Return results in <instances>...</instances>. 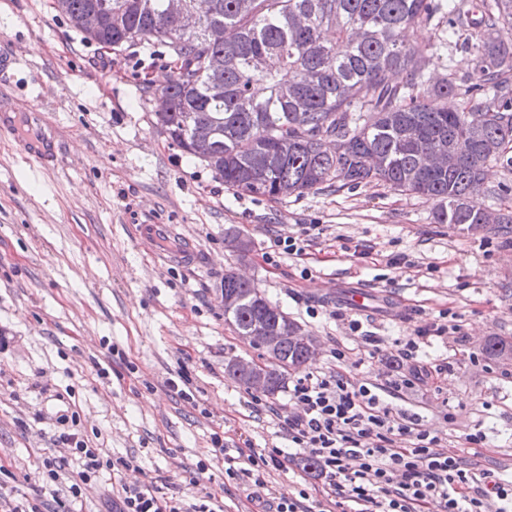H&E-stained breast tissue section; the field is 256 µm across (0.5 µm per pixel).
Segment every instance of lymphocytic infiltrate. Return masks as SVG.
Here are the masks:
<instances>
[{"mask_svg": "<svg viewBox=\"0 0 512 512\" xmlns=\"http://www.w3.org/2000/svg\"><path fill=\"white\" fill-rule=\"evenodd\" d=\"M333 356L337 369L306 374L291 391L295 411L282 420L288 447L235 457L223 436L212 433V450L224 460L227 476L264 488V471L282 468L296 450L313 461L323 489L337 499L340 512H421L433 499L440 501L443 512H512V480L465 469L457 454L441 452V437L422 419L390 406L389 397L420 383L419 373H402L380 384L354 382L343 369L350 361L347 352L337 347ZM56 424L53 442L66 449L78 471L66 473L54 457L44 459L43 466L52 482L67 487L62 512H81L83 485L119 477L130 462L89 447L68 415H59ZM112 507L114 512H217L206 489H198L187 501L151 484H121Z\"/></svg>", "mask_w": 512, "mask_h": 512, "instance_id": "lymphocytic-infiltrate-1", "label": "lymphocytic infiltrate"}]
</instances>
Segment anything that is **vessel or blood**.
I'll return each instance as SVG.
<instances>
[{"instance_id":"1","label":"vessel or blood","mask_w":512,"mask_h":512,"mask_svg":"<svg viewBox=\"0 0 512 512\" xmlns=\"http://www.w3.org/2000/svg\"><path fill=\"white\" fill-rule=\"evenodd\" d=\"M0 131L11 134L21 151L43 167L56 166L62 157L59 128L38 109L20 110L12 93L4 89L0 90Z\"/></svg>"}]
</instances>
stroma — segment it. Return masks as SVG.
Listing matches in <instances>:
<instances>
[{"mask_svg":"<svg viewBox=\"0 0 512 512\" xmlns=\"http://www.w3.org/2000/svg\"><path fill=\"white\" fill-rule=\"evenodd\" d=\"M0 54L16 61L6 89L64 140L46 170L0 139V328L14 337L0 353L1 495L54 512L62 491L43 461L61 456L54 419L68 411L90 446L132 459L124 482L168 480L189 496L194 477L224 512H254L256 487L225 475L210 435L223 430L230 449L285 447L280 418L291 407L288 391L257 401L225 370L228 359L261 357L224 320L229 270L319 340L292 383L330 371L333 345L360 354L365 335L380 351L348 374L384 382L393 339L447 322V334L400 366L447 364L436 388L415 386L390 404L425 420L466 467L512 476V363L482 352L488 337L512 339V233L435 223L432 203L379 182L280 200L228 188L156 127L158 97L140 100L144 80L168 71L164 47L107 52L52 0H0ZM144 221L175 232L149 243ZM229 227L250 239L246 256L226 247ZM287 236L301 254L277 246ZM189 244L196 263L171 261ZM398 255L404 264L389 266ZM356 288L376 297L358 317L344 303ZM183 372L187 399L168 386ZM478 430L485 447H466ZM265 480L278 498L307 490L310 512L328 506L303 458Z\"/></svg>","mask_w":512,"mask_h":512,"instance_id":"stroma-1","label":"stroma"}]
</instances>
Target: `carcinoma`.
Masks as SVG:
<instances>
[{
    "label": "carcinoma",
    "mask_w": 512,
    "mask_h": 512,
    "mask_svg": "<svg viewBox=\"0 0 512 512\" xmlns=\"http://www.w3.org/2000/svg\"><path fill=\"white\" fill-rule=\"evenodd\" d=\"M109 2L112 33L95 42L166 48L168 81L144 83L167 104L156 125L232 189L281 199L377 181L433 202L436 223L470 228L482 221L479 196L512 190L484 186L487 164L512 145V38L503 36L512 31V0H482L476 19L468 0H213L190 29L167 15L166 0ZM421 25L434 26L436 40L414 42ZM466 26L475 39L461 42ZM450 46L474 56L462 88L427 77ZM211 75L224 80V96L210 95ZM257 84L266 90L261 98ZM459 93L466 102L457 111L427 104ZM458 149L457 166L422 167L423 156ZM224 296L239 298L224 321L240 336L259 323L280 336L295 325L283 311L267 320L263 292L232 271L224 273ZM506 348L512 341L491 337L483 352L495 360ZM276 359L295 369L308 361L297 340L279 343ZM278 362L269 364L273 394L287 376Z\"/></svg>",
    "instance_id": "carcinoma-1"
}]
</instances>
